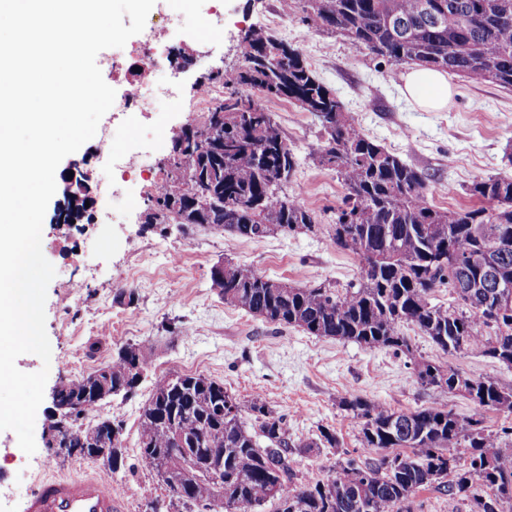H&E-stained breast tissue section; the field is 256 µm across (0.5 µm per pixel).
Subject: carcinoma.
<instances>
[{
    "instance_id": "cac0c4a2",
    "label": "carcinoma",
    "mask_w": 512,
    "mask_h": 512,
    "mask_svg": "<svg viewBox=\"0 0 512 512\" xmlns=\"http://www.w3.org/2000/svg\"><path fill=\"white\" fill-rule=\"evenodd\" d=\"M301 21L343 36L357 51L393 65L416 64L471 82L512 89V0H302ZM242 65L209 76L233 91L207 113V131L172 139L166 179L146 214L148 224H179L228 231L252 240L314 230L312 213L280 195L298 166L273 113L243 92L286 98L316 117L319 162L336 171L346 193L336 208L333 240L365 265L357 283L293 287L284 296L270 278L226 275L211 279L224 303L262 321L300 327L308 334L370 349L412 354L403 328L412 325L444 353L478 350L512 367V304L499 303L491 278L512 285V172L474 181L478 204L443 210L428 201V178L344 115L341 103L309 69L299 50L260 29L244 34ZM188 173L185 192L169 188ZM86 194L65 197L78 220ZM454 247L456 260L438 263ZM448 289L455 305L435 302ZM143 355L129 345L107 363L112 396L128 398L139 383L130 361ZM418 384L436 394H460L472 404L462 416L437 402L398 411L373 400L343 399L341 406L366 448L382 454L368 462L346 458L325 481L298 480L297 456L338 446L322 429L317 439H288L284 417L262 399L241 400L202 374H173L155 382L138 428L140 455L174 474L178 434L187 448H206L224 466L221 512H410L414 495L434 488L470 502L471 512H506L512 506V426H484L488 411L512 413V389L476 379L451 366L413 358ZM103 401L92 375L63 384L51 440L71 450L87 446L83 419ZM98 442L119 448L112 472L123 466L122 426L100 420ZM186 512H213L208 480L187 485Z\"/></svg>"
}]
</instances>
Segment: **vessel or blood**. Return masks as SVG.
Returning <instances> with one entry per match:
<instances>
[{
    "label": "vessel or blood",
    "mask_w": 512,
    "mask_h": 512,
    "mask_svg": "<svg viewBox=\"0 0 512 512\" xmlns=\"http://www.w3.org/2000/svg\"><path fill=\"white\" fill-rule=\"evenodd\" d=\"M27 512H122V508L121 498L113 494L111 483L89 474L38 483L31 492Z\"/></svg>",
    "instance_id": "obj_1"
}]
</instances>
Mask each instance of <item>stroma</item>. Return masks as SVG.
I'll list each match as a JSON object with an SVG mask.
<instances>
[{
    "mask_svg": "<svg viewBox=\"0 0 512 512\" xmlns=\"http://www.w3.org/2000/svg\"><path fill=\"white\" fill-rule=\"evenodd\" d=\"M171 15L188 16L189 26L165 29L164 19ZM300 16L299 0L287 12L280 0H156L147 27L165 29L169 45L181 47L190 63L166 72L179 88V99L141 118L146 136L130 145L112 142L113 133L127 123L125 113L114 107L98 125V140L74 153L89 174L94 204L69 229L55 222L65 200L64 182L56 184L42 228V250L56 271L45 305L51 361L42 363L30 353L16 360L23 372L45 366L49 375L35 419V453L26 455L13 431H0V512H26L32 487L53 473L106 477L122 494L125 512H148L141 495L146 486L154 498L166 500L164 486L140 458L138 423L155 380L174 373L201 374L223 383L235 397L261 398L283 415L292 441L314 439L322 428L336 433L339 447L300 457L306 480L327 479L344 458L377 456L362 446L339 406L341 398L364 397L401 411L437 401V394L418 384L411 356L512 388V368L476 350L443 353L413 326L405 329L413 346L407 356L274 326L218 295L211 269L227 260L297 287L330 282L343 288L357 280L364 265L333 241L334 211L345 188L335 171L317 160V120L292 101L271 100L269 109L300 162L284 193L313 213L315 232L252 241L202 228L186 234L173 224L146 226L151 196L142 181L123 176V166L165 177L174 134L202 118L194 105L208 75L241 64V39L251 28L298 48L347 117L428 176L432 204L448 210L472 206L467 186L512 170V90L453 76L447 108L424 110L403 94V66L355 51L344 38L311 28ZM129 344L143 350L148 364L136 394L106 399L86 418L90 424L102 418L121 423L124 466L114 473L51 447V397L61 381L91 373Z\"/></svg>",
    "mask_w": 512,
    "mask_h": 512,
    "instance_id": "stroma-1",
    "label": "stroma"
}]
</instances>
